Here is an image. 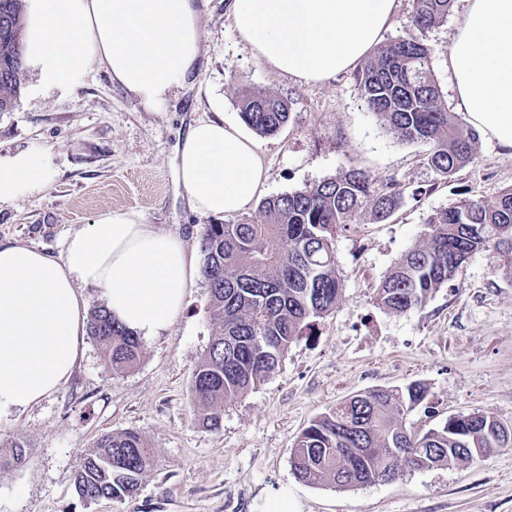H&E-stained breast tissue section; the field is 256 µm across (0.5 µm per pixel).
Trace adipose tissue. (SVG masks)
Instances as JSON below:
<instances>
[{"label":"adipose tissue","mask_w":512,"mask_h":512,"mask_svg":"<svg viewBox=\"0 0 512 512\" xmlns=\"http://www.w3.org/2000/svg\"><path fill=\"white\" fill-rule=\"evenodd\" d=\"M448 69L456 109L512 150V0H465ZM398 0H230L240 37L281 76L318 83L367 58L390 27ZM196 0H24L23 54L41 87L74 90L96 65L148 110L197 68ZM193 209H245L266 179L256 143L223 119L192 125L176 153ZM52 153L0 155V204L46 191ZM197 277L193 253L136 211L104 213L67 237L60 258L0 241V425L58 390L83 352L84 288L96 289L128 330L148 338L178 318Z\"/></svg>","instance_id":"ef3b65f1"}]
</instances>
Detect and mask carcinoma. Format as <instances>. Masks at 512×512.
Here are the masks:
<instances>
[{
	"mask_svg": "<svg viewBox=\"0 0 512 512\" xmlns=\"http://www.w3.org/2000/svg\"><path fill=\"white\" fill-rule=\"evenodd\" d=\"M12 7V24L24 28V0ZM452 0H415L412 26L423 31L448 18ZM22 43L0 25V72H15L0 91L16 102L25 67ZM369 109L400 140L430 146L428 165L448 178L474 162L477 134L448 112L428 48L409 34L381 46L357 74ZM288 99L248 90L240 115L258 135L278 132L290 118ZM400 206L393 187L377 189L364 170L352 168L294 192L260 201L262 220L210 224L201 240L202 276L218 329L193 375L191 394L199 425L221 426L224 404L255 389L279 366L288 347L313 332L336 306L341 283L335 241L339 229L370 213L391 217ZM493 246L501 273L512 278V186L492 203L465 199L429 219L427 230L375 289L383 309L405 314L423 307L451 285L469 256ZM88 335L114 373L137 365L139 337L102 304L92 308ZM427 388L413 381L398 389L356 394L316 417L291 450L296 477L338 489L393 482L403 468L425 470L473 463L512 444V425L484 413L454 416L424 433L409 431L407 413ZM154 470V456L139 433L124 430L98 439L74 472V490L85 504L120 503L134 496Z\"/></svg>",
	"mask_w": 512,
	"mask_h": 512,
	"instance_id": "1",
	"label": "carcinoma"
}]
</instances>
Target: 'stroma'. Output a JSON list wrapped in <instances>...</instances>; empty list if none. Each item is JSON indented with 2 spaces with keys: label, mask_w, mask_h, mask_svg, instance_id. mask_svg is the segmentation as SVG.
<instances>
[{
  "label": "stroma",
  "mask_w": 512,
  "mask_h": 512,
  "mask_svg": "<svg viewBox=\"0 0 512 512\" xmlns=\"http://www.w3.org/2000/svg\"><path fill=\"white\" fill-rule=\"evenodd\" d=\"M229 0H197L201 49L191 84L144 110L102 67L73 91L39 87L26 71L20 96L0 112V154L49 148L55 180L42 194L0 206V241L17 240L60 256L66 236L106 212L137 211L161 231L180 233L197 261L212 219L194 212L176 167L177 145L196 121L224 115L241 124L244 90L288 98L291 116L256 136L267 179L262 197L283 194L350 168L375 186L403 193L386 221L362 214L336 236L342 296L313 335L291 344L277 370L224 406L222 426L200 428L191 397L194 370L216 332L210 291L197 280L176 322L142 339V358L112 373L93 340L69 380L0 427V512H512V447L477 463L405 472L393 482L338 489L296 478L291 450L310 422L375 388L426 384L428 396L405 417L415 433L448 418L485 413L512 424V279L498 255L473 253L451 286L422 308L394 314L375 288L423 235L431 215L462 198L493 202L512 185V152L479 137L478 159L449 178L426 161L428 147L396 138L363 102L355 71L318 83L274 73L236 32ZM464 12L425 31L434 76L447 105L455 93L448 55ZM423 196H415V189ZM137 431L155 466L137 494L115 504L81 503L73 487L80 459L103 434ZM24 463H9L13 442Z\"/></svg>",
  "instance_id": "obj_1"
}]
</instances>
